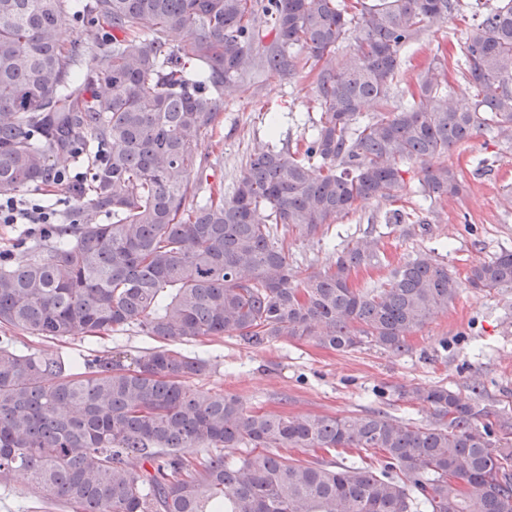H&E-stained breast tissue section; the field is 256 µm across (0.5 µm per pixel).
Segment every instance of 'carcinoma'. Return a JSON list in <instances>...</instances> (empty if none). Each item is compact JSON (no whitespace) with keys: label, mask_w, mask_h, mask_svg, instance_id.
I'll return each instance as SVG.
<instances>
[{"label":"carcinoma","mask_w":512,"mask_h":512,"mask_svg":"<svg viewBox=\"0 0 512 512\" xmlns=\"http://www.w3.org/2000/svg\"><path fill=\"white\" fill-rule=\"evenodd\" d=\"M461 0H84L105 35L83 80L61 43L71 0H0V193L47 185L51 157L95 151L71 193L83 214L28 262L0 255V327L59 339L134 327L188 342L234 335L252 347L311 340L338 352L410 350L409 335L461 286L429 253L367 291L351 272L372 240L303 273L278 226L316 236L403 187L399 161L444 157L489 130L512 141V0H495L459 43L473 106L440 95L422 71L389 105L402 48ZM275 32L263 66L291 72L294 50L318 67L319 119L303 144L245 164L231 196L195 201L197 144L224 109V84L255 67L260 27ZM356 53L336 67V48ZM371 104L380 112L363 118ZM446 163L422 194L458 196ZM112 214V223L95 217ZM468 284L512 288V251L471 266ZM0 336V484L20 470L33 495L74 512H512V424L441 385L406 394L433 411L416 425L383 411L288 417L236 395H203L196 354L119 349L81 362L19 351ZM280 448L373 450L376 463L285 458Z\"/></svg>","instance_id":"1"}]
</instances>
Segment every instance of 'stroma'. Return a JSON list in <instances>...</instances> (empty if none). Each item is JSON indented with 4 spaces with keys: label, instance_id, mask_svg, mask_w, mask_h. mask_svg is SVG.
I'll list each match as a JSON object with an SVG mask.
<instances>
[{
    "label": "stroma",
    "instance_id": "obj_1",
    "mask_svg": "<svg viewBox=\"0 0 512 512\" xmlns=\"http://www.w3.org/2000/svg\"><path fill=\"white\" fill-rule=\"evenodd\" d=\"M472 22L473 11L468 8L423 30L403 53L398 87L437 65L453 98L471 104L472 88L457 47ZM313 81L309 67L300 65L284 78L256 69L244 80L226 84L221 122L198 142V152L206 160L203 185L220 183L225 194H232L251 155L302 139L306 118L319 116ZM448 164L464 175L467 190L461 196L426 201L420 192L423 163L402 162L405 184L397 198L370 202L338 219L321 236L311 237L295 228L280 230L289 263L302 271H319L331 266L343 249L370 239L377 244L380 262L359 268L353 280L356 287L372 288L420 252L432 254L462 278L473 261L512 251V142L487 132L477 134L449 150ZM54 168L64 174L63 182L32 186L20 197L57 206L61 223L68 224L78 214L69 182L85 174L86 168L70 155L56 156ZM396 209L409 214V221L387 223ZM42 240L41 226L0 223V253L12 260L29 258ZM409 343L410 352L402 355L368 348L345 353L309 340L248 347L226 335L186 344L185 349L212 363L210 373L195 379L194 387L203 393L237 395L252 410L291 417H356L379 409L393 418L425 425L431 420L429 408L403 391L418 384H439L485 407L491 420L512 423V288L479 291L461 286L448 309L414 332ZM16 345L80 360L115 348L135 355L147 342L134 329L54 340L20 331ZM475 378L482 385L478 395L470 389ZM0 512L64 510L28 493L25 479L18 476L0 485Z\"/></svg>",
    "mask_w": 512,
    "mask_h": 512
}]
</instances>
